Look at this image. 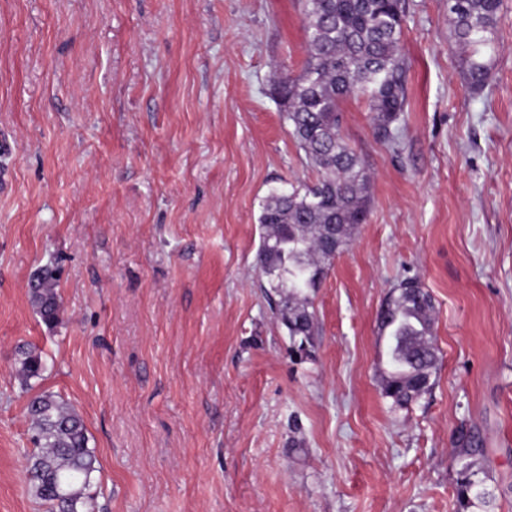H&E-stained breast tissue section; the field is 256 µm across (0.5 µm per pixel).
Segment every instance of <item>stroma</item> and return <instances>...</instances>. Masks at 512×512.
Here are the masks:
<instances>
[{"label": "stroma", "instance_id": "stroma-1", "mask_svg": "<svg viewBox=\"0 0 512 512\" xmlns=\"http://www.w3.org/2000/svg\"><path fill=\"white\" fill-rule=\"evenodd\" d=\"M409 3L398 150L342 105L370 211L300 357L257 265L262 200L314 177L271 83L303 66L299 0H0V512H45L22 345L46 362L32 392L86 426L96 512H461L463 429L488 512H512V0L478 94L448 0ZM45 265L52 328L29 288ZM405 278L433 298L439 361L395 411L377 316ZM32 300L42 321L49 326L60 322V303L57 288V275L53 268H40L30 282ZM479 456L481 448L473 440L461 437L455 461L458 466L456 495L463 512L473 507H487L495 499L493 490L486 483V472L478 462Z\"/></svg>", "mask_w": 512, "mask_h": 512}]
</instances>
